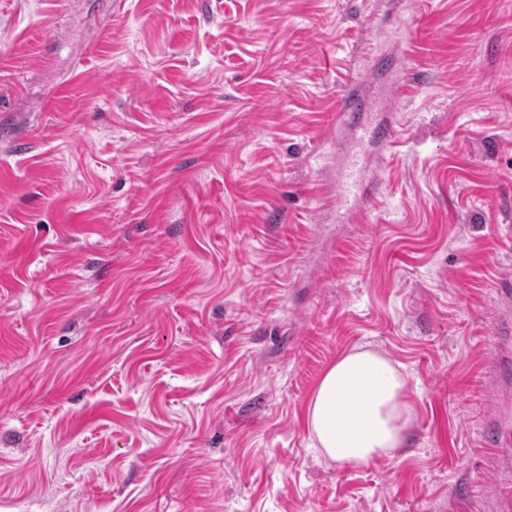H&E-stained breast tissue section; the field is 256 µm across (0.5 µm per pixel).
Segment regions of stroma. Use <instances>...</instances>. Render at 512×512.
Returning a JSON list of instances; mask_svg holds the SVG:
<instances>
[{
    "mask_svg": "<svg viewBox=\"0 0 512 512\" xmlns=\"http://www.w3.org/2000/svg\"><path fill=\"white\" fill-rule=\"evenodd\" d=\"M0 512H512V0H0ZM361 168L359 161L354 160L351 163L350 170L341 185V202L343 206L354 207L367 204L375 200L379 194L378 187H368L360 177ZM408 380L380 352L356 347L322 375L306 408L316 447L327 459L364 467L400 448L410 417Z\"/></svg>",
    "mask_w": 512,
    "mask_h": 512,
    "instance_id": "obj_1",
    "label": "stroma"
}]
</instances>
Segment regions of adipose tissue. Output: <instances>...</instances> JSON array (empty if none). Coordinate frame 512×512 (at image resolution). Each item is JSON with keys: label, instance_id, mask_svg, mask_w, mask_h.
<instances>
[{"label": "adipose tissue", "instance_id": "1", "mask_svg": "<svg viewBox=\"0 0 512 512\" xmlns=\"http://www.w3.org/2000/svg\"><path fill=\"white\" fill-rule=\"evenodd\" d=\"M408 380L380 352L357 347L322 375L306 408L307 426L320 453L364 467L400 447L410 408Z\"/></svg>", "mask_w": 512, "mask_h": 512}]
</instances>
